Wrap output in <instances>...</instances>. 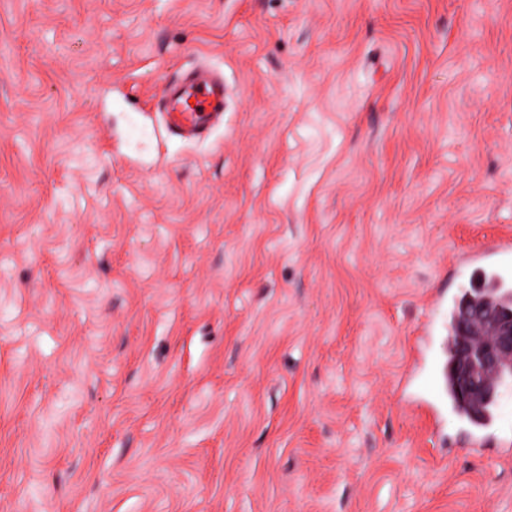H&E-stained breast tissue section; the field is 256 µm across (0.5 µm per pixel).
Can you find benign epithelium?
Returning <instances> with one entry per match:
<instances>
[{
  "mask_svg": "<svg viewBox=\"0 0 512 512\" xmlns=\"http://www.w3.org/2000/svg\"><path fill=\"white\" fill-rule=\"evenodd\" d=\"M464 341L459 358V391L465 396L486 395L512 360V316L484 305L474 307L460 325Z\"/></svg>",
  "mask_w": 512,
  "mask_h": 512,
  "instance_id": "7a95c632",
  "label": "benign epithelium"
}]
</instances>
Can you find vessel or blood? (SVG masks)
<instances>
[{"instance_id": "1", "label": "vessel or blood", "mask_w": 512, "mask_h": 512, "mask_svg": "<svg viewBox=\"0 0 512 512\" xmlns=\"http://www.w3.org/2000/svg\"><path fill=\"white\" fill-rule=\"evenodd\" d=\"M224 76L213 67L202 64L183 73L179 80L165 84L158 109L168 134L194 142L207 138L224 123ZM467 265L479 273V288L468 291V298L476 302L508 304L512 302V244L499 243L489 249L469 255ZM459 296L438 293L432 303L426 335H433L437 325H452L459 310ZM428 387L427 398L417 399V406L425 408L438 426H448L462 434L475 449L505 448L508 440L499 438L501 406L498 399H490L481 406L480 418H472L463 406L456 403L447 381L433 380L424 375Z\"/></svg>"}]
</instances>
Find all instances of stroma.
<instances>
[{"mask_svg": "<svg viewBox=\"0 0 512 512\" xmlns=\"http://www.w3.org/2000/svg\"><path fill=\"white\" fill-rule=\"evenodd\" d=\"M504 235L512 0H0V512H512L403 401ZM224 106V75L207 64L165 84L158 102L167 133L189 142L203 140L223 125Z\"/></svg>", "mask_w": 512, "mask_h": 512, "instance_id": "35a3bbf8", "label": "stroma"}]
</instances>
